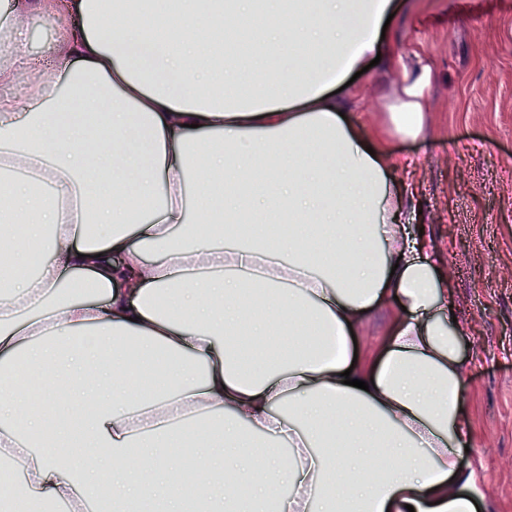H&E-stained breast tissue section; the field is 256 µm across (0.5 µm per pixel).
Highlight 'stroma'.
<instances>
[{
    "instance_id": "1",
    "label": "stroma",
    "mask_w": 512,
    "mask_h": 512,
    "mask_svg": "<svg viewBox=\"0 0 512 512\" xmlns=\"http://www.w3.org/2000/svg\"><path fill=\"white\" fill-rule=\"evenodd\" d=\"M387 51L434 66L424 129H389V76L360 75L350 110L389 130L404 223L442 259L462 334L469 451L483 512H512V0H407Z\"/></svg>"
}]
</instances>
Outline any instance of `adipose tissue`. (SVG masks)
I'll list each match as a JSON object with an SVG mask.
<instances>
[{
    "instance_id": "ef3b65f1",
    "label": "adipose tissue",
    "mask_w": 512,
    "mask_h": 512,
    "mask_svg": "<svg viewBox=\"0 0 512 512\" xmlns=\"http://www.w3.org/2000/svg\"><path fill=\"white\" fill-rule=\"evenodd\" d=\"M163 4L165 40L146 9L139 35L119 18L116 37L94 0H0V456L21 490L84 512L105 483L103 512H184L200 484L205 512H230L236 477L254 512H479L448 290L401 221L386 137L345 115L344 84L378 58L394 130L421 131L430 60L380 51L398 0ZM36 17L58 31L39 64ZM270 48L305 81L268 78ZM20 67L35 81L18 98L4 88ZM99 91L107 109L74 111ZM190 172L215 177L192 222ZM226 216L290 231L197 234ZM388 304L379 349L355 353L353 331ZM74 415L89 457L77 476Z\"/></svg>"
}]
</instances>
